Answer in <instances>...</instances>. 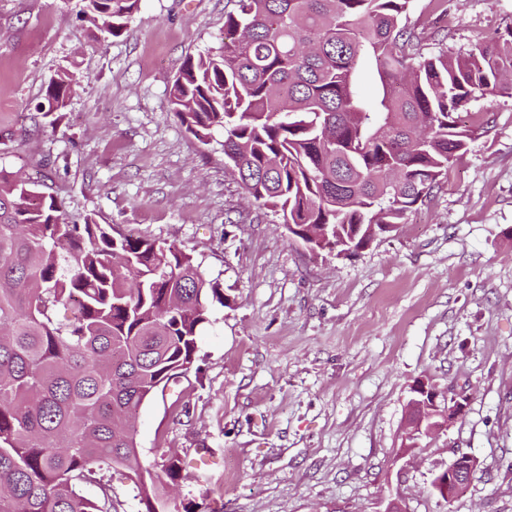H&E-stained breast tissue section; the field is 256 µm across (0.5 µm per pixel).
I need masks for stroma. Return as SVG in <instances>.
<instances>
[{"instance_id": "35a3bbf8", "label": "stroma", "mask_w": 512, "mask_h": 512, "mask_svg": "<svg viewBox=\"0 0 512 512\" xmlns=\"http://www.w3.org/2000/svg\"><path fill=\"white\" fill-rule=\"evenodd\" d=\"M77 0H0V168L96 222L191 254L230 298L197 333L191 372L145 402L143 467L183 461L171 512H512V97L403 223L352 255L311 252L258 208L170 110L183 62L224 34L229 0H142L102 38ZM412 0L410 22L465 54L512 25V0L447 13ZM78 87L55 128L37 105L59 70ZM449 426L404 448L417 382ZM213 462L195 466L199 449ZM480 466L447 502L433 482L458 453Z\"/></svg>"}]
</instances>
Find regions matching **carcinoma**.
<instances>
[{
    "mask_svg": "<svg viewBox=\"0 0 512 512\" xmlns=\"http://www.w3.org/2000/svg\"><path fill=\"white\" fill-rule=\"evenodd\" d=\"M103 37L129 31L140 0H79ZM224 37L187 58L171 111L213 134L247 196L304 235L340 243L402 223L488 122L472 103L512 96V25L465 55L426 51L411 0H231ZM376 67L372 103L359 84ZM66 70L37 110L55 127L75 92ZM192 255L91 217L0 169V512H118L103 469L129 471L145 512H168L142 467L132 419L186 375L210 305L228 303ZM175 452L161 471L175 482Z\"/></svg>",
    "mask_w": 512,
    "mask_h": 512,
    "instance_id": "1",
    "label": "carcinoma"
}]
</instances>
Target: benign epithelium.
<instances>
[{"label": "benign epithelium", "mask_w": 512, "mask_h": 512, "mask_svg": "<svg viewBox=\"0 0 512 512\" xmlns=\"http://www.w3.org/2000/svg\"><path fill=\"white\" fill-rule=\"evenodd\" d=\"M415 396L407 406V424L405 440L410 446L417 445V439L423 435H430L434 431L449 425L465 410L466 397L450 398V405L439 408L437 395L426 384L419 383L413 389ZM478 465V460L468 453H460L448 468L434 480V487L448 502L459 497L471 479Z\"/></svg>", "instance_id": "1"}]
</instances>
